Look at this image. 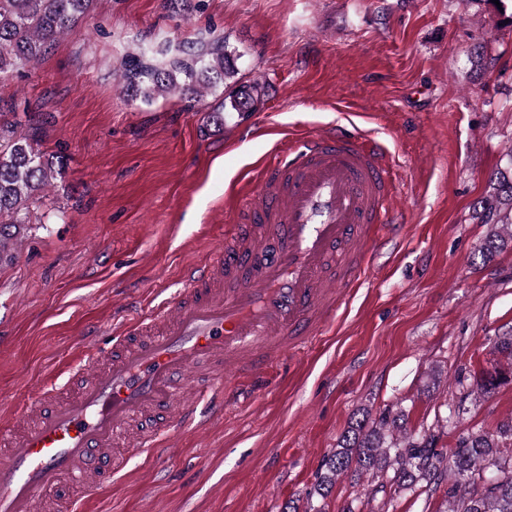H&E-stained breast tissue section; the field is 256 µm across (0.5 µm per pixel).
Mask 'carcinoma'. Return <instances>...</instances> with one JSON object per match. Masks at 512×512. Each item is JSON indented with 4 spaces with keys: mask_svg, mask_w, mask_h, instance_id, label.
I'll list each match as a JSON object with an SVG mask.
<instances>
[{
    "mask_svg": "<svg viewBox=\"0 0 512 512\" xmlns=\"http://www.w3.org/2000/svg\"><path fill=\"white\" fill-rule=\"evenodd\" d=\"M92 0H0V86L14 72L39 61L65 32L88 13ZM236 73L225 44H205L198 54L178 47L163 61L142 55L131 60L123 75L125 86L144 101L175 96L189 103ZM261 91L254 84L234 88L218 106L221 112L255 110ZM44 129L36 114L28 115L27 129H18L8 112H0V264L15 260L21 230L30 223L32 207L45 197L63 166L61 152L40 150ZM493 191L480 201L486 224H512V178L502 172L490 176ZM512 380L504 370L477 378V390L494 392ZM404 427L403 419L359 420L342 436L340 448L325 461L317 491L326 495L348 475L369 474L396 486V492L431 491L438 479L451 474L448 512H512V456L498 457V449L512 446V422L494 433L461 437L451 454L434 449V437L407 434L402 446L386 445V432Z\"/></svg>",
    "mask_w": 512,
    "mask_h": 512,
    "instance_id": "cac0c4a2",
    "label": "carcinoma"
}]
</instances>
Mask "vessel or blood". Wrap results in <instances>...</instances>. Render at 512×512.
I'll use <instances>...</instances> for the list:
<instances>
[{
  "label": "vessel or blood",
  "mask_w": 512,
  "mask_h": 512,
  "mask_svg": "<svg viewBox=\"0 0 512 512\" xmlns=\"http://www.w3.org/2000/svg\"><path fill=\"white\" fill-rule=\"evenodd\" d=\"M382 149L331 128L259 168L201 268L173 298L125 322L110 346L84 344L89 375L45 389L32 422L0 431V512L61 507L109 487L172 433L220 414L227 397L304 349L371 273L370 253L399 232Z\"/></svg>",
  "instance_id": "vessel-or-blood-1"
}]
</instances>
